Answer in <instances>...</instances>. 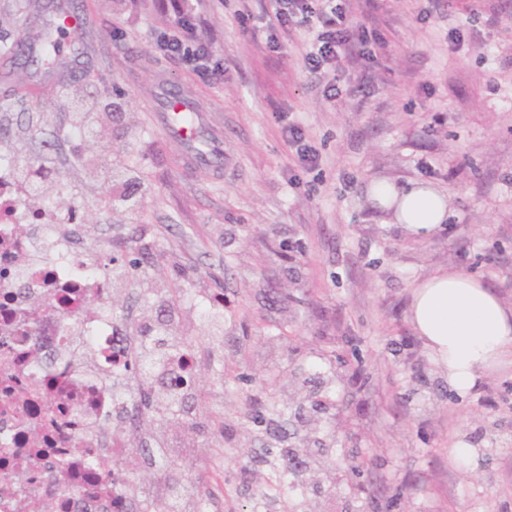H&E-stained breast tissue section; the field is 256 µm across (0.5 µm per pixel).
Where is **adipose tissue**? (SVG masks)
Returning a JSON list of instances; mask_svg holds the SVG:
<instances>
[{
    "mask_svg": "<svg viewBox=\"0 0 512 512\" xmlns=\"http://www.w3.org/2000/svg\"><path fill=\"white\" fill-rule=\"evenodd\" d=\"M368 196L390 223L418 235L429 234L448 217L445 194L424 181L400 189L377 180ZM408 317L458 392H471L487 373L512 359V307L474 277L448 268L431 274L413 288Z\"/></svg>",
    "mask_w": 512,
    "mask_h": 512,
    "instance_id": "1",
    "label": "adipose tissue"
}]
</instances>
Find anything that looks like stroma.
Wrapping results in <instances>:
<instances>
[{"instance_id": "35a3bbf8", "label": "stroma", "mask_w": 512, "mask_h": 512, "mask_svg": "<svg viewBox=\"0 0 512 512\" xmlns=\"http://www.w3.org/2000/svg\"><path fill=\"white\" fill-rule=\"evenodd\" d=\"M179 2L69 0L55 71L0 54V157L53 167L51 211L80 217L85 251L131 261L111 281L128 335L179 315L199 359L173 422L127 443L142 507L187 475L189 512H512V365L458 394L407 318L447 266L512 305V0H350L372 53L337 68L336 100L304 67L313 24L279 26L275 0H198L223 77L155 52ZM58 3L0 0V38L39 45ZM163 82L222 119V173L183 166L155 124ZM116 94L120 114L92 108ZM376 179L431 182L446 224L384 223ZM460 441L474 463L450 456ZM277 472L301 492L260 493Z\"/></svg>"}]
</instances>
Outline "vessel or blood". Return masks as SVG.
I'll list each match as a JSON object with an SVG mask.
<instances>
[{"mask_svg":"<svg viewBox=\"0 0 512 512\" xmlns=\"http://www.w3.org/2000/svg\"><path fill=\"white\" fill-rule=\"evenodd\" d=\"M177 110L192 113V121L187 124L174 122L173 113ZM154 116L164 131L181 144L184 165L223 171L224 156L217 146L221 129L210 115L194 112L187 95L161 89L160 100L154 105Z\"/></svg>","mask_w":512,"mask_h":512,"instance_id":"1","label":"vessel or blood"}]
</instances>
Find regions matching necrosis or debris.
<instances>
[{"label": "necrosis or debris", "instance_id": "4bbe7bcc", "mask_svg": "<svg viewBox=\"0 0 512 512\" xmlns=\"http://www.w3.org/2000/svg\"><path fill=\"white\" fill-rule=\"evenodd\" d=\"M14 172L0 159V512L47 499L53 512H132L113 479L124 444L107 426L117 404L108 375L134 386L125 366L138 347L112 316L110 278L56 225L19 237L32 215ZM60 467L68 497L55 493Z\"/></svg>", "mask_w": 512, "mask_h": 512}]
</instances>
